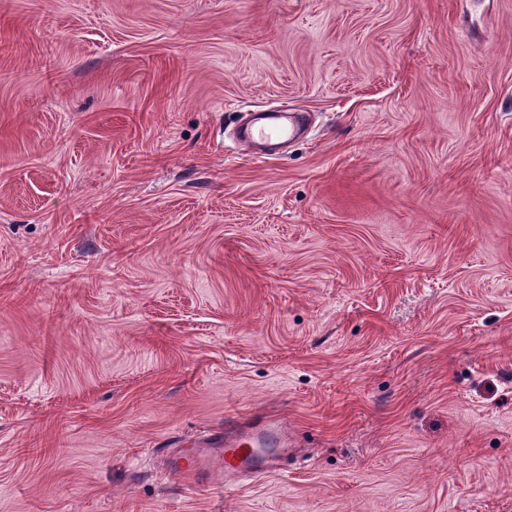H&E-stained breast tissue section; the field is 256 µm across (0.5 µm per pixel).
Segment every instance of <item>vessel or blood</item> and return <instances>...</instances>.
I'll return each instance as SVG.
<instances>
[{
	"label": "vessel or blood",
	"instance_id": "vessel-or-blood-1",
	"mask_svg": "<svg viewBox=\"0 0 512 512\" xmlns=\"http://www.w3.org/2000/svg\"><path fill=\"white\" fill-rule=\"evenodd\" d=\"M298 122V114L293 113L288 120L244 131L239 140L246 147L265 140H291L298 134ZM287 447V424L269 420L230 433H214L208 442L172 456L169 470L191 489L203 486L217 472L232 482L276 471Z\"/></svg>",
	"mask_w": 512,
	"mask_h": 512
}]
</instances>
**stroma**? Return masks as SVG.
Segmentation results:
<instances>
[{
	"label": "stroma",
	"instance_id": "35a3bbf8",
	"mask_svg": "<svg viewBox=\"0 0 512 512\" xmlns=\"http://www.w3.org/2000/svg\"><path fill=\"white\" fill-rule=\"evenodd\" d=\"M0 512H512V0H0ZM300 113H288V118L285 121L276 122L267 125L254 127L250 130H245L239 137L242 145L249 147L254 156H261L255 152L256 141H265L272 139H289L292 140L298 134V122ZM288 425L269 420L233 432L214 433L185 453L171 457L169 470L191 489L204 485L216 472L224 482L269 474L280 467L288 449Z\"/></svg>",
	"mask_w": 512,
	"mask_h": 512
}]
</instances>
